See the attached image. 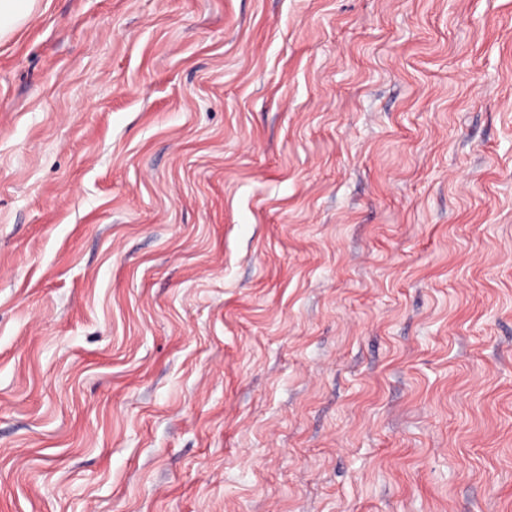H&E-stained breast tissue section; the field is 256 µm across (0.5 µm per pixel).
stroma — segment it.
Returning a JSON list of instances; mask_svg holds the SVG:
<instances>
[{
	"label": "stroma",
	"instance_id": "stroma-1",
	"mask_svg": "<svg viewBox=\"0 0 512 512\" xmlns=\"http://www.w3.org/2000/svg\"><path fill=\"white\" fill-rule=\"evenodd\" d=\"M0 512H512V0H39Z\"/></svg>",
	"mask_w": 512,
	"mask_h": 512
}]
</instances>
